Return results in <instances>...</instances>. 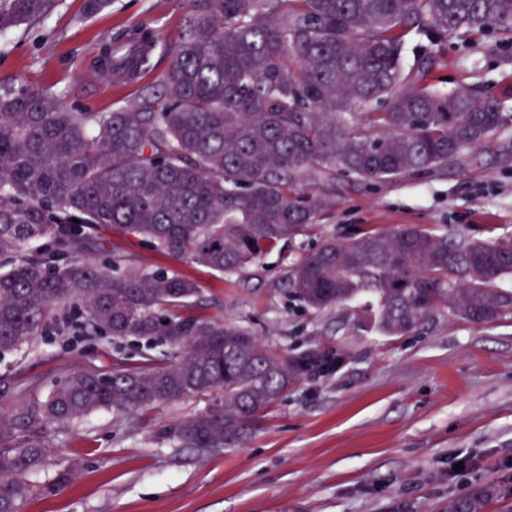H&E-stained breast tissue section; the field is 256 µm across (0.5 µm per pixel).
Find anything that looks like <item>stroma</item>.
<instances>
[{"label":"stroma","mask_w":512,"mask_h":512,"mask_svg":"<svg viewBox=\"0 0 512 512\" xmlns=\"http://www.w3.org/2000/svg\"><path fill=\"white\" fill-rule=\"evenodd\" d=\"M193 10L190 0H112L88 16L84 0H64L45 22L0 38V91L24 85L63 94L89 112L128 107L158 87ZM135 25L158 41L150 69L126 83L91 73L105 39ZM433 76L448 88L486 92L512 114V33L492 26L449 39ZM467 157L444 172L372 188L337 181L336 208L246 276L227 277L101 228L95 261L116 257L199 283L181 313L242 323L269 350L319 353L339 365L302 376L245 443L204 455L155 438L203 412L204 398L47 425L50 456L38 482H51L67 463L73 475L58 493L30 497L24 512H448L449 502L488 479L501 497L485 512L512 504V317L476 325L443 310L417 333L385 336L359 327L353 308L307 312L284 291L286 260L326 235L419 225L512 239V122ZM144 350L80 325H50L29 347L0 357L10 394L0 399V416H18L74 369H108Z\"/></svg>","instance_id":"obj_1"}]
</instances>
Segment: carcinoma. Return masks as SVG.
<instances>
[{
  "label": "carcinoma",
  "mask_w": 512,
  "mask_h": 512,
  "mask_svg": "<svg viewBox=\"0 0 512 512\" xmlns=\"http://www.w3.org/2000/svg\"><path fill=\"white\" fill-rule=\"evenodd\" d=\"M62 0H0V36L44 21ZM512 32V0H200L161 90L119 112H86L27 87L0 94V355L30 344L58 310L91 329L167 349L109 371L79 369L0 417V512H23L47 464L43 424L107 409L135 413L206 396L209 408L156 439L210 453L242 443L302 373L328 360L269 352L247 326L178 314L198 285L86 256L91 230L140 237L228 276L302 236L336 199V175L376 186L464 162L503 124L499 101L433 82L436 47L465 30ZM428 40L407 48V34ZM155 46L147 30L109 37L96 73L134 80ZM36 239L43 248L23 253ZM512 240L405 226L326 236L286 265L289 296L321 312L356 306L385 336L442 309L476 324L512 314ZM493 482L448 512H484Z\"/></svg>",
  "instance_id": "1"
}]
</instances>
